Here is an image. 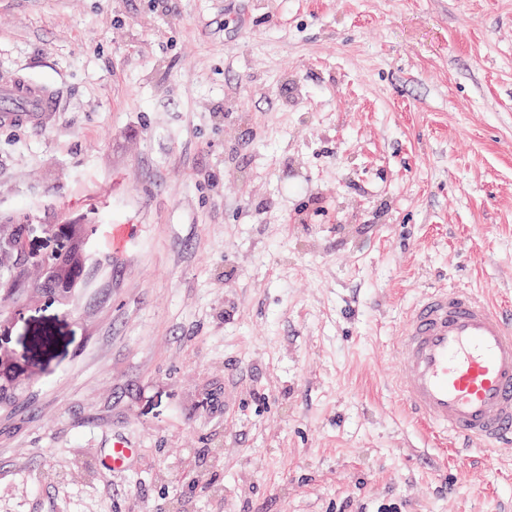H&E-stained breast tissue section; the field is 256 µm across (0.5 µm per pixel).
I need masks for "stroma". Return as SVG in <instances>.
Masks as SVG:
<instances>
[{
    "instance_id": "obj_1",
    "label": "stroma",
    "mask_w": 512,
    "mask_h": 512,
    "mask_svg": "<svg viewBox=\"0 0 512 512\" xmlns=\"http://www.w3.org/2000/svg\"><path fill=\"white\" fill-rule=\"evenodd\" d=\"M17 66L67 103L0 127V224L84 262L0 296V512H512L391 344L436 288L512 308V0H0ZM136 453V448L132 442L113 440L112 448H106L99 456L98 466L110 472L124 471L132 466Z\"/></svg>"
}]
</instances>
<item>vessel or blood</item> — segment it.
Listing matches in <instances>:
<instances>
[{
    "label": "vessel or blood",
    "instance_id": "vessel-or-blood-1",
    "mask_svg": "<svg viewBox=\"0 0 512 512\" xmlns=\"http://www.w3.org/2000/svg\"><path fill=\"white\" fill-rule=\"evenodd\" d=\"M65 109L62 88L21 68L0 75V126L46 125ZM392 344L397 390L410 415L457 450L491 452L512 444V309L469 289H439L413 303ZM130 441H113L101 469H129Z\"/></svg>",
    "mask_w": 512,
    "mask_h": 512
}]
</instances>
